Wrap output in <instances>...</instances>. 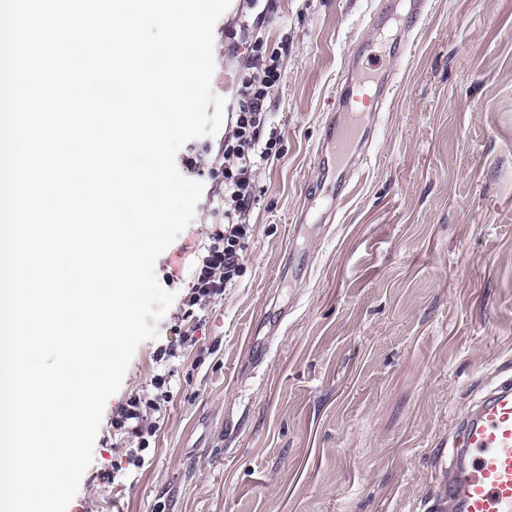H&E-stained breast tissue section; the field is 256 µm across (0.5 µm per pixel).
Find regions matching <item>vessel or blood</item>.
Instances as JSON below:
<instances>
[{
	"label": "vessel or blood",
	"mask_w": 512,
	"mask_h": 512,
	"mask_svg": "<svg viewBox=\"0 0 512 512\" xmlns=\"http://www.w3.org/2000/svg\"><path fill=\"white\" fill-rule=\"evenodd\" d=\"M426 10V0H411L409 13L403 15L396 0H389L384 19L412 27ZM404 59L401 49L384 65L361 54L352 56L338 81L343 110L333 114L320 151L318 195L329 196L332 184L342 182L346 163L372 133L366 113L382 111L387 104ZM446 473L445 512H512V376L490 388L457 423L448 440Z\"/></svg>",
	"instance_id": "b4317fda"
}]
</instances>
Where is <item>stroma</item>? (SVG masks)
Here are the masks:
<instances>
[{"mask_svg": "<svg viewBox=\"0 0 512 512\" xmlns=\"http://www.w3.org/2000/svg\"><path fill=\"white\" fill-rule=\"evenodd\" d=\"M381 0H269L284 45L274 96L280 156L259 175L242 268L201 314L137 348L106 402L93 462L67 512H430L456 419L512 375V0H429L334 219L292 238L337 87ZM232 0L214 28L213 92L234 104L247 60ZM220 137L189 141L204 192L156 262L184 298L213 222ZM309 253L288 268L289 248ZM274 329L254 365L247 339ZM170 348L159 356V348ZM170 401L141 450L119 406Z\"/></svg>", "mask_w": 512, "mask_h": 512, "instance_id": "stroma-1", "label": "stroma"}]
</instances>
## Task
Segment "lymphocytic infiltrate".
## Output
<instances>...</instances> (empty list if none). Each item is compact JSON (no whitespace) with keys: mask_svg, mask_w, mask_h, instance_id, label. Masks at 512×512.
Here are the masks:
<instances>
[{"mask_svg":"<svg viewBox=\"0 0 512 512\" xmlns=\"http://www.w3.org/2000/svg\"><path fill=\"white\" fill-rule=\"evenodd\" d=\"M241 30L249 40L247 67L237 82L239 95L229 126L224 130L216 211L222 221L214 225L208 242L194 254L189 291L176 313L180 322L195 320L197 310L223 298L224 290L238 277L243 248L250 236L249 213L256 200L260 169L279 155L280 137L272 123V93L283 79L282 51L268 47L246 21ZM159 392L150 398L135 395L117 410L114 424L138 439L154 435L153 415L168 401L163 379H155Z\"/></svg>","mask_w":512,"mask_h":512,"instance_id":"1","label":"lymphocytic infiltrate"}]
</instances>
